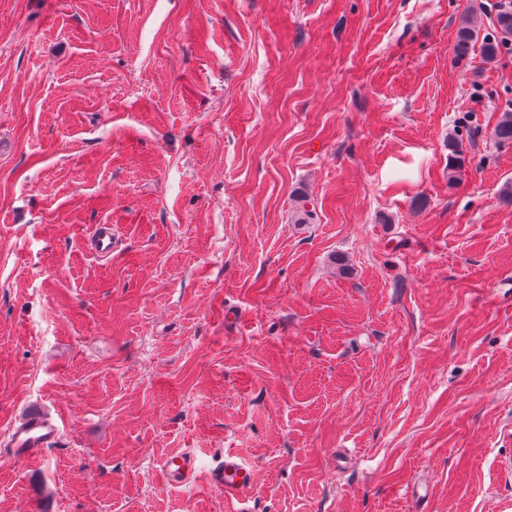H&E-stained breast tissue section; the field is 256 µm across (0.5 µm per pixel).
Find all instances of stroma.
<instances>
[{
	"label": "stroma",
	"mask_w": 512,
	"mask_h": 512,
	"mask_svg": "<svg viewBox=\"0 0 512 512\" xmlns=\"http://www.w3.org/2000/svg\"><path fill=\"white\" fill-rule=\"evenodd\" d=\"M493 2L0 0V512H512ZM479 40V29L470 17H465L457 30L456 52L459 56L468 54L471 47ZM92 249L100 257H108L112 254V225L98 224L94 227L91 238ZM59 434V423L48 411L32 409L8 430V458L14 462L37 460ZM160 471L173 486L188 485L200 474L198 459L188 450L168 456L162 461ZM253 479L252 466L234 453L224 455V466L211 473V482L220 488L225 502H238L249 491Z\"/></svg>",
	"instance_id": "35a3bbf8"
}]
</instances>
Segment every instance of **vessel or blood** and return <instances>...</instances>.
I'll return each instance as SVG.
<instances>
[{
  "instance_id": "obj_1",
  "label": "vessel or blood",
  "mask_w": 512,
  "mask_h": 512,
  "mask_svg": "<svg viewBox=\"0 0 512 512\" xmlns=\"http://www.w3.org/2000/svg\"><path fill=\"white\" fill-rule=\"evenodd\" d=\"M90 241L93 250L100 257L110 256L111 225H96ZM59 434V423L48 411L30 410L16 420L8 430V458L14 462L37 460ZM160 471L170 484L184 486L198 477V459L194 453L184 450L164 459ZM252 479L251 465L233 453L225 454L221 470L210 476L211 482L220 488L225 501L228 502L240 501L248 493Z\"/></svg>"
}]
</instances>
